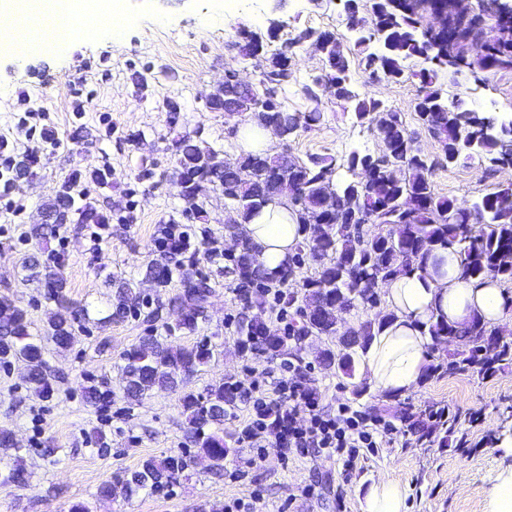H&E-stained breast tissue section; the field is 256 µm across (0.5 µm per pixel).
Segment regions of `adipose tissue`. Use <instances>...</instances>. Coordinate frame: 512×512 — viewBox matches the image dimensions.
I'll use <instances>...</instances> for the list:
<instances>
[{"label":"adipose tissue","instance_id":"adipose-tissue-1","mask_svg":"<svg viewBox=\"0 0 512 512\" xmlns=\"http://www.w3.org/2000/svg\"><path fill=\"white\" fill-rule=\"evenodd\" d=\"M73 12L99 14L95 0H54L50 11L33 7L0 11V56L20 53L16 39L18 23L27 27L25 39L39 42L46 25H54L62 42H72L69 15ZM268 274L283 270L296 244L304 236L285 205L270 204L246 226ZM385 304L396 316L394 323L375 336L363 358V373L375 391L404 395L416 390L426 365L433 340L423 332L431 320L454 326L469 323L481 315L491 325L507 321L505 296L499 283H478L461 275L460 256L452 249L432 253L426 268L413 271L386 283ZM406 492L389 473H379L366 489L362 512H405Z\"/></svg>","mask_w":512,"mask_h":512}]
</instances>
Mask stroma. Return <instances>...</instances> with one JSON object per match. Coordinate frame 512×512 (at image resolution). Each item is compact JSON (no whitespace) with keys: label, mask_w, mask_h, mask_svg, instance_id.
Masks as SVG:
<instances>
[{"label":"stroma","mask_w":512,"mask_h":512,"mask_svg":"<svg viewBox=\"0 0 512 512\" xmlns=\"http://www.w3.org/2000/svg\"><path fill=\"white\" fill-rule=\"evenodd\" d=\"M225 0H122L131 25L117 38L108 27L52 52L29 51L20 58L0 57V134L13 131L17 102L44 93L52 104L46 123L59 138L76 127L88 137L80 151L64 149L43 158L32 179L19 183L0 197V296H7L28 312L35 328L46 324L52 304L43 283L25 280L22 262L37 252L50 257L57 239L34 246L28 236L38 223L60 179L72 170L89 174L112 172V184L91 187L97 204L112 216L110 235L92 246L86 224L69 225V260L63 266L69 297L87 307L89 317L75 329L70 348H48L46 358L57 377L58 390L46 401L28 390L20 364L0 365V428L12 432L26 448L31 474L26 488H0V512H69L76 503L89 512H203L224 501L248 498L253 488L264 493L263 512H361L364 490L373 476L388 472L405 486L407 512H498L496 489L512 475V366L493 375H426L404 401L421 411L448 405L459 415L446 442L420 444L414 437L364 453L352 469L316 452L288 459L279 448L267 445L263 456L238 449L236 423H224V439L233 452L223 470L199 460L186 478L160 492L143 491L133 497L116 494L97 497L105 482L120 483L141 462L183 448L186 419L179 395L155 391L137 404L122 395L119 365L122 353L147 336L166 335L179 319L170 299L182 291L181 273H173L166 287L147 282L146 271L159 257L158 240L166 224L176 221L194 232L197 255L190 272L206 275L213 294L207 319L193 332L178 331V342L208 341L216 358L188 381L201 392L210 385L235 378L250 382L252 361L236 342V329L244 319L236 282L225 270L224 259L209 256L211 248H225V207L220 191L205 193L207 223L186 216L179 187L170 181L174 157L166 148L168 114L165 98L182 105L179 131L203 130L206 139L238 153L235 130L240 117L208 111L204 96L224 82V68L234 65L249 80L260 77L256 60L241 57L235 46L237 32L247 29L265 42L266 50L293 37L296 30L313 27L346 33V17L339 0H237L235 9ZM277 40H270L269 31ZM151 68L154 78L146 90L136 92L135 73ZM358 82L366 81L356 73ZM369 92L413 122V101L418 82L367 83ZM450 93L467 105L496 118L512 117V74L485 81L469 74L444 82ZM83 102L82 116H74L75 102ZM275 151H289L299 159L311 155L341 157L357 149L378 152L380 144L368 128L355 123L351 113L325 103L321 122L300 130L288 142H275ZM512 181V168L490 170L488 162L472 161L436 169L438 195L469 203ZM133 282L142 297L159 304L160 317L147 322L129 317L99 324L101 310L112 294V282ZM332 336L311 337L302 343V356L310 371L307 380L318 390L326 409L351 402L386 418L399 417L401 400L366 390L357 396L337 377L335 369L319 364L320 351L332 349ZM107 383L112 400L104 407L87 404L83 389L90 382ZM52 455H43L45 445ZM240 480H229L231 472ZM316 486L317 495L304 489ZM344 508H337V496Z\"/></svg>","instance_id":"35a3bbf8"}]
</instances>
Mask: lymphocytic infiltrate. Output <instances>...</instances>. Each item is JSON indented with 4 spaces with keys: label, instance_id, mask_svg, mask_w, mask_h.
<instances>
[{
    "label": "lymphocytic infiltrate",
    "instance_id": "obj_1",
    "mask_svg": "<svg viewBox=\"0 0 512 512\" xmlns=\"http://www.w3.org/2000/svg\"><path fill=\"white\" fill-rule=\"evenodd\" d=\"M300 371L290 361L284 363L279 377L264 385L256 380L226 382V389L238 399L227 417L240 422L239 447L259 451L272 442L286 458L312 449L349 468L360 449L393 442L399 432L394 422L348 403L338 404L335 412L324 411L321 397L304 382Z\"/></svg>",
    "mask_w": 512,
    "mask_h": 512
}]
</instances>
